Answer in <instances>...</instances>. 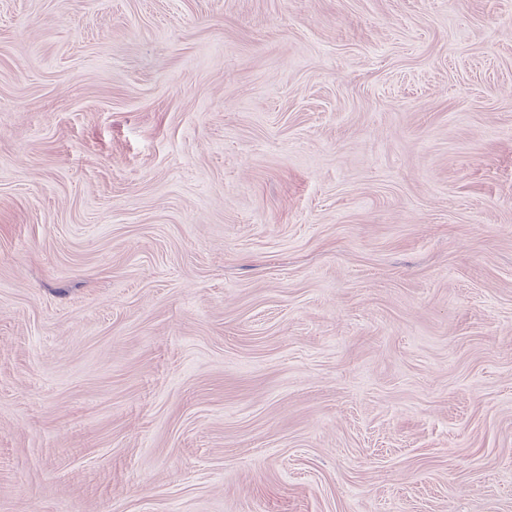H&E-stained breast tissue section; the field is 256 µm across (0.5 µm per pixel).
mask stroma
Returning a JSON list of instances; mask_svg holds the SVG:
<instances>
[{"mask_svg":"<svg viewBox=\"0 0 512 512\" xmlns=\"http://www.w3.org/2000/svg\"><path fill=\"white\" fill-rule=\"evenodd\" d=\"M0 512H512V0H0Z\"/></svg>","mask_w":512,"mask_h":512,"instance_id":"1","label":"stroma"}]
</instances>
